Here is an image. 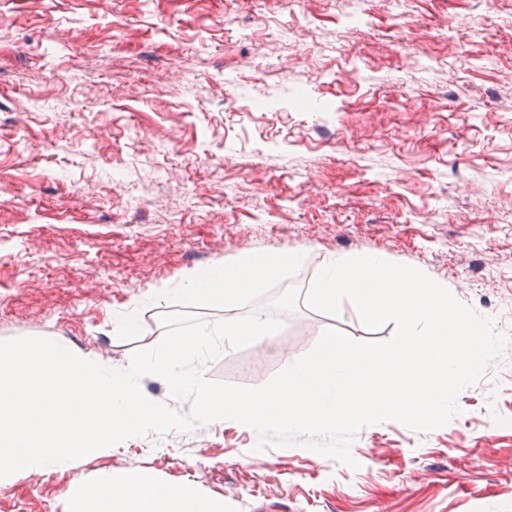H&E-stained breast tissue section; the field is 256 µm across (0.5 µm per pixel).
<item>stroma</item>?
<instances>
[{"label": "stroma", "mask_w": 512, "mask_h": 512, "mask_svg": "<svg viewBox=\"0 0 512 512\" xmlns=\"http://www.w3.org/2000/svg\"><path fill=\"white\" fill-rule=\"evenodd\" d=\"M268 251L303 261L191 315L275 304L283 327L208 380L263 386L329 327L391 339L308 307L342 256L415 267L512 336V0H0V341L127 369L190 275ZM457 404L362 428L351 466L232 420L132 437L0 480V512H69L70 481L122 472L224 512H512V343Z\"/></svg>", "instance_id": "obj_1"}]
</instances>
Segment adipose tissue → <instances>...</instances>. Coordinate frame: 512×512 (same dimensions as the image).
<instances>
[{
    "instance_id": "1",
    "label": "adipose tissue",
    "mask_w": 512,
    "mask_h": 512,
    "mask_svg": "<svg viewBox=\"0 0 512 512\" xmlns=\"http://www.w3.org/2000/svg\"><path fill=\"white\" fill-rule=\"evenodd\" d=\"M302 260L297 252H269L200 270L181 288V302L190 309L226 308ZM64 496L70 512H224L223 501L195 494L184 485L156 482L137 472L114 475L93 486L72 482Z\"/></svg>"
}]
</instances>
